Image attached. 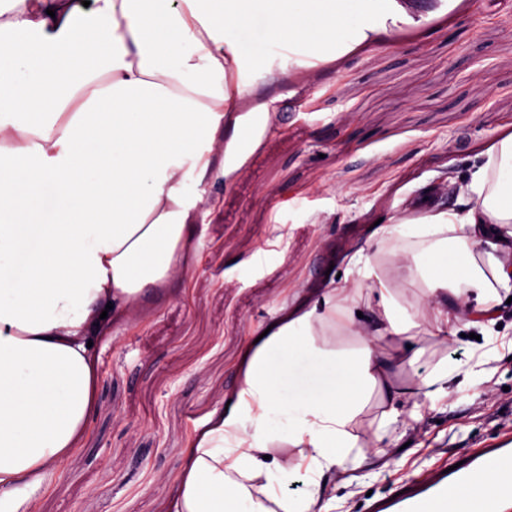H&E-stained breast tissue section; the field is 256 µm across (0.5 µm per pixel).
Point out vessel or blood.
Wrapping results in <instances>:
<instances>
[{"mask_svg":"<svg viewBox=\"0 0 512 512\" xmlns=\"http://www.w3.org/2000/svg\"><path fill=\"white\" fill-rule=\"evenodd\" d=\"M497 482L490 490L482 484L488 473ZM476 497H469V490ZM463 505L465 512H512V438L474 449L460 458L455 469L441 466L421 480L399 486L396 495L377 501L372 512H448L449 507Z\"/></svg>","mask_w":512,"mask_h":512,"instance_id":"obj_1","label":"vessel or blood"}]
</instances>
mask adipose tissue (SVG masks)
<instances>
[{"instance_id": "obj_1", "label": "adipose tissue", "mask_w": 512, "mask_h": 512, "mask_svg": "<svg viewBox=\"0 0 512 512\" xmlns=\"http://www.w3.org/2000/svg\"><path fill=\"white\" fill-rule=\"evenodd\" d=\"M420 14L417 0H0V512L77 452L102 311H132L183 275L219 132L248 91L245 59L264 63L283 39L339 55L375 40L373 16ZM386 241L392 267L425 286L412 307L385 285ZM504 254L512 138L469 181L447 178L376 228L349 258L364 290L332 280L254 343L228 408L188 441L170 512H333L324 489L363 461L366 396L379 392L383 427L447 398L458 368L413 385L392 373L413 329L454 342L496 323L492 290L512 288ZM340 318L353 338L335 346L325 335ZM300 470L308 493L285 494Z\"/></svg>"}]
</instances>
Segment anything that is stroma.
<instances>
[{
    "label": "stroma",
    "mask_w": 512,
    "mask_h": 512,
    "mask_svg": "<svg viewBox=\"0 0 512 512\" xmlns=\"http://www.w3.org/2000/svg\"><path fill=\"white\" fill-rule=\"evenodd\" d=\"M289 56L279 41L264 66L243 69L249 91L224 125L204 182L217 203L183 243L184 276L100 334L80 448L20 494L18 512H167L188 435L238 386L247 342L342 277L377 220L448 174L469 177L512 134V0H460L308 67ZM460 348L455 361L415 336L416 365L399 380L451 361L480 381L384 430L371 399L356 420L366 462L325 491L335 512H368L402 481L512 433V352L470 338Z\"/></svg>",
    "instance_id": "35a3bbf8"
}]
</instances>
